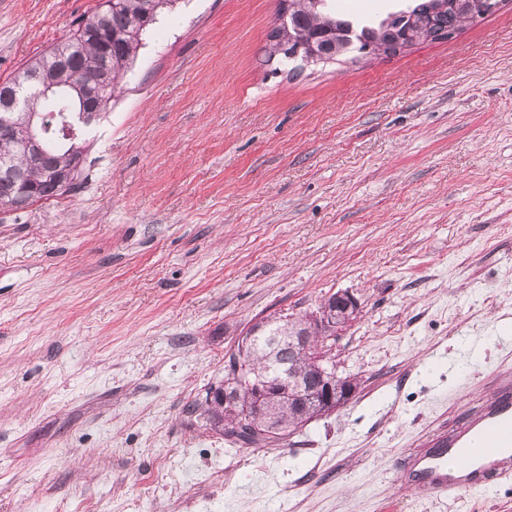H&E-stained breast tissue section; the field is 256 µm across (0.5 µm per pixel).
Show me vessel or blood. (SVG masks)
I'll return each instance as SVG.
<instances>
[{"label": "vessel or blood", "mask_w": 512, "mask_h": 512, "mask_svg": "<svg viewBox=\"0 0 512 512\" xmlns=\"http://www.w3.org/2000/svg\"><path fill=\"white\" fill-rule=\"evenodd\" d=\"M398 477L427 497L482 493L512 477V377L500 376L477 413L404 457Z\"/></svg>", "instance_id": "vessel-or-blood-1"}]
</instances>
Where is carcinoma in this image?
I'll return each mask as SVG.
<instances>
[{"mask_svg":"<svg viewBox=\"0 0 512 512\" xmlns=\"http://www.w3.org/2000/svg\"><path fill=\"white\" fill-rule=\"evenodd\" d=\"M178 0H112V7L106 13L94 11L77 21L71 34L55 43L46 53L26 63L10 81L0 85V94L31 70H39L52 78L63 81L80 80L94 75L99 81L112 85V98L103 104L108 108L112 99L120 93L117 78L133 65L144 36L157 23L159 17L170 11ZM295 9L289 18V25L296 34L309 37L321 36L333 26L337 29L353 30L358 35L357 56H363L364 47L371 42L383 41L395 44L405 36L409 14L428 26L426 41H447L461 26L459 13L448 6V0H414L415 5L407 10L394 13V18H385L376 26H359L350 20L338 18L327 10L325 3L316 12L315 21H306L302 0H293ZM28 112H41L46 115L64 117L79 131L73 140H67L52 129L47 134V157L41 167L31 172L36 185L34 202L60 198L65 192L57 187L51 170L65 168L70 155L87 153L88 144L80 135L85 127L79 106L70 97L59 95L45 99L31 94L25 107L17 112H0V121L8 120L20 125ZM22 164L16 157L15 145L11 138L0 134V210L14 208L17 187L10 175L13 164ZM319 341L315 340L304 352L293 354L284 348L282 358L296 367L304 378L315 379L318 375L315 355ZM265 349L262 345L249 343L237 346L224 361V378L211 384L205 399L193 406L192 411H201L210 430L224 435L232 443L252 448L277 445L288 440L298 428L321 416V411L306 404V400L293 392L273 395L283 407L277 422L272 423L266 416L256 412L259 401L258 384L249 377L237 379V366L248 373L264 368ZM236 392L234 404L219 400L224 388Z\"/></svg>","mask_w":512,"mask_h":512,"instance_id":"1","label":"carcinoma"}]
</instances>
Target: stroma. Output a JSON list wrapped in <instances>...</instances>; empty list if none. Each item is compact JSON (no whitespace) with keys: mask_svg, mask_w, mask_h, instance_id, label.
<instances>
[{"mask_svg":"<svg viewBox=\"0 0 512 512\" xmlns=\"http://www.w3.org/2000/svg\"><path fill=\"white\" fill-rule=\"evenodd\" d=\"M99 0H0V83ZM279 0H178L74 191L0 213V512H512L395 466L512 372V0L450 41L293 68ZM346 291L360 385L287 445L192 407L262 317Z\"/></svg>","mask_w":512,"mask_h":512,"instance_id":"1","label":"stroma"}]
</instances>
